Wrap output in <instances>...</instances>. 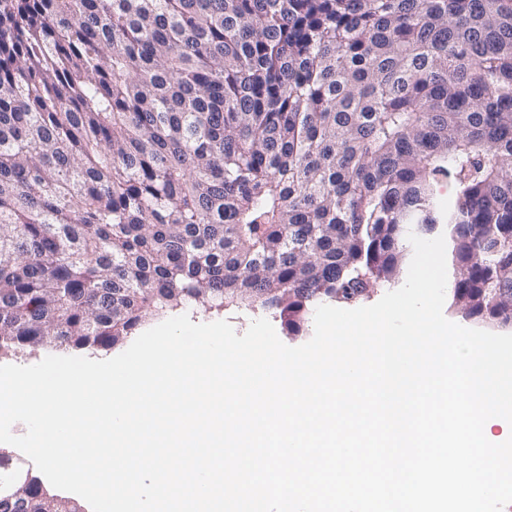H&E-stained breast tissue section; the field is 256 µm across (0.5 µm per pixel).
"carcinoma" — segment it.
<instances>
[{"label":"carcinoma","instance_id":"obj_1","mask_svg":"<svg viewBox=\"0 0 512 512\" xmlns=\"http://www.w3.org/2000/svg\"><path fill=\"white\" fill-rule=\"evenodd\" d=\"M411 232L512 326V0H0L1 356L189 307L298 336ZM0 512L81 510L0 449Z\"/></svg>","mask_w":512,"mask_h":512}]
</instances>
